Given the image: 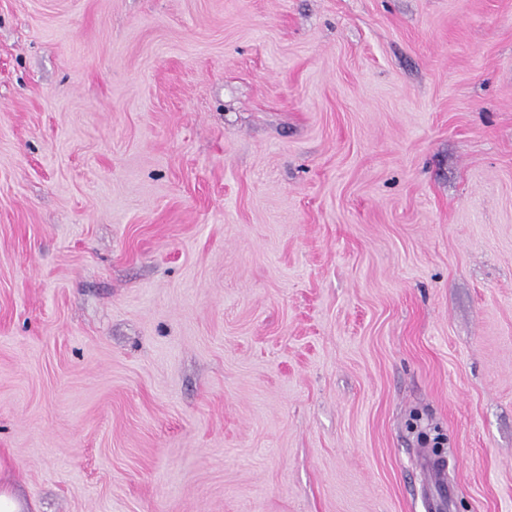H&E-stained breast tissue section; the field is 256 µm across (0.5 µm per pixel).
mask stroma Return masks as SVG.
I'll list each match as a JSON object with an SVG mask.
<instances>
[{
	"label": "stroma",
	"mask_w": 512,
	"mask_h": 512,
	"mask_svg": "<svg viewBox=\"0 0 512 512\" xmlns=\"http://www.w3.org/2000/svg\"><path fill=\"white\" fill-rule=\"evenodd\" d=\"M0 479L512 512V0H0Z\"/></svg>",
	"instance_id": "35a3bbf8"
}]
</instances>
